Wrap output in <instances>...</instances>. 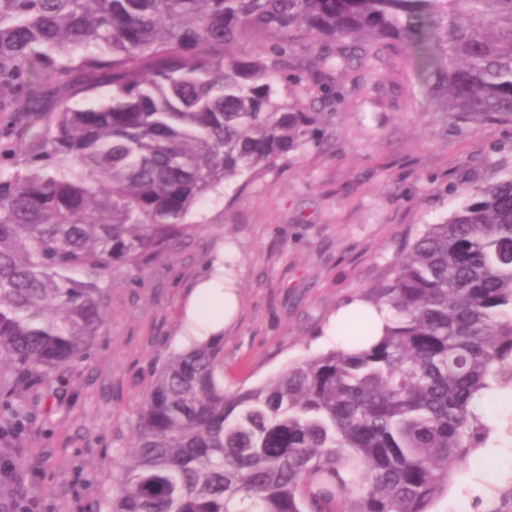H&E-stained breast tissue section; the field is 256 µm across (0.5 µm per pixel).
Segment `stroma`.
Masks as SVG:
<instances>
[{"mask_svg": "<svg viewBox=\"0 0 512 512\" xmlns=\"http://www.w3.org/2000/svg\"><path fill=\"white\" fill-rule=\"evenodd\" d=\"M338 82V99L298 95L320 115L318 138L223 197L202 198L194 231L151 262L145 282L113 270L88 359L22 385L0 372V396L31 411L15 443L31 512H97L155 368L183 344L187 307L216 260L238 298L223 328L224 386L246 389L335 348L326 330L338 308L387 280L407 242L443 220L463 188L512 167V123L427 112L392 48ZM488 410L494 430L434 512H512V391Z\"/></svg>", "mask_w": 512, "mask_h": 512, "instance_id": "obj_1", "label": "stroma"}]
</instances>
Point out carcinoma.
I'll list each match as a JSON object with an SVG mask.
<instances>
[{
  "label": "carcinoma",
  "mask_w": 512,
  "mask_h": 512,
  "mask_svg": "<svg viewBox=\"0 0 512 512\" xmlns=\"http://www.w3.org/2000/svg\"><path fill=\"white\" fill-rule=\"evenodd\" d=\"M263 37L264 54L242 50ZM305 39L350 40L335 75L393 46L427 109L512 122V0H0V369L18 382L85 358L112 270L145 282L207 194L305 144ZM341 328L353 350L224 389L220 335L170 353L112 473L106 512H431L487 442L479 406L512 389V170L427 224ZM0 429V512H22Z\"/></svg>",
  "instance_id": "cac0c4a2"
}]
</instances>
